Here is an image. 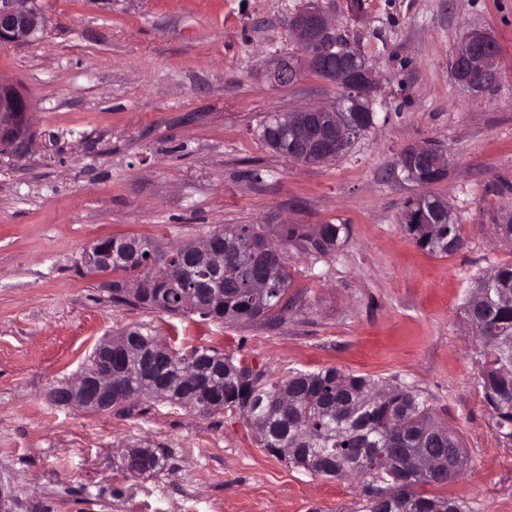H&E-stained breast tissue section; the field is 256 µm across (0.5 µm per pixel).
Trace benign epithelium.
<instances>
[{
	"label": "benign epithelium",
	"instance_id": "1",
	"mask_svg": "<svg viewBox=\"0 0 512 512\" xmlns=\"http://www.w3.org/2000/svg\"><path fill=\"white\" fill-rule=\"evenodd\" d=\"M37 13L18 0H0V44L21 42L38 30ZM293 31L302 48L300 60H284L274 72L281 84L292 82L300 67L320 74L327 82L343 91L350 106L308 107L280 114L284 124L297 128L305 117L317 128L316 136L303 148L288 155L292 161L325 162L338 155L359 133L354 119L349 117L352 106L359 103L363 94L374 90L379 77L367 62L338 44L333 33L334 24L318 6L301 10L292 20ZM497 41L493 35L480 29L465 33L451 59L450 73L454 81L471 94L478 96L494 89L499 81L496 61ZM31 111L29 98L14 84L0 80V149H22L28 144ZM401 167L417 183H423L425 171L435 172L441 179L448 174L446 154L435 152L429 145H412L402 154ZM452 219L448 202L438 199V214L431 216L423 211L407 215V221L416 224H444ZM203 256L210 277L219 282L224 271L222 256L211 253L209 239L195 244ZM127 257V252L112 249V242L97 240L83 253L81 266L90 272L112 269L117 260ZM127 345V354L135 356L139 350L127 344L122 335L98 345L93 353V364L76 379L60 383L52 389L53 401L62 406L88 408L93 411L112 409V386L118 371L112 367V346ZM411 466L418 470H436L446 466L442 456L414 455Z\"/></svg>",
	"mask_w": 512,
	"mask_h": 512
}]
</instances>
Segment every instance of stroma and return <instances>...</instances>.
I'll use <instances>...</instances> for the list:
<instances>
[{
  "instance_id": "obj_1",
  "label": "stroma",
  "mask_w": 512,
  "mask_h": 512,
  "mask_svg": "<svg viewBox=\"0 0 512 512\" xmlns=\"http://www.w3.org/2000/svg\"><path fill=\"white\" fill-rule=\"evenodd\" d=\"M306 0H28L40 24L0 46V79L32 104V139L0 155V494L7 512H359L360 486L265 455L237 412L158 399L125 412L56 404L94 349L130 329L187 351L209 347L278 380L334 367L409 385L456 429L468 456L442 495L512 512V438L484 402L479 340L463 305L476 280L512 263L493 229L512 213V0H319L380 77L374 125L334 160L274 152L270 112L336 104L300 71L292 19ZM500 45V85L471 95L449 61L465 30ZM448 157L432 185L465 246L438 257L403 224L423 194L402 151ZM261 179H253L252 171ZM227 224H346L333 255L288 253V313L275 324L172 317L113 302L112 272L78 274L107 236L198 241ZM157 448L163 470L131 475L128 453Z\"/></svg>"
}]
</instances>
